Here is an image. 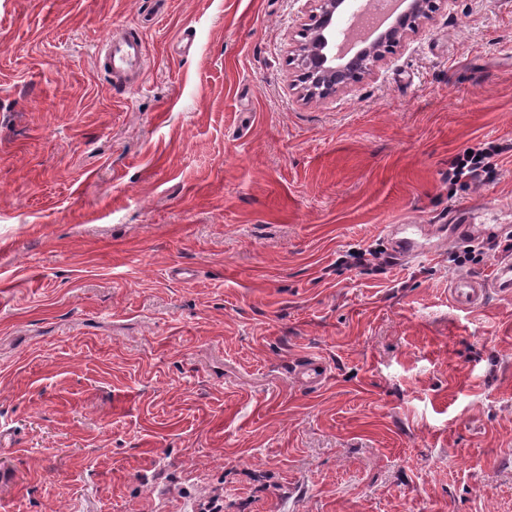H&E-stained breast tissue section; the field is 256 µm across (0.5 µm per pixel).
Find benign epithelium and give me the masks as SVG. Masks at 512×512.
<instances>
[{
  "mask_svg": "<svg viewBox=\"0 0 512 512\" xmlns=\"http://www.w3.org/2000/svg\"><path fill=\"white\" fill-rule=\"evenodd\" d=\"M307 29L311 37L296 46L298 61L308 76L307 95L326 99L344 91L362 78L375 74L385 50L399 44L433 18L436 0H396L403 11L389 28L375 34L359 30L360 11L336 38V29L351 8V0H315Z\"/></svg>",
  "mask_w": 512,
  "mask_h": 512,
  "instance_id": "1",
  "label": "benign epithelium"
}]
</instances>
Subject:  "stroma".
Segmentation results:
<instances>
[{
    "label": "stroma",
    "mask_w": 512,
    "mask_h": 512,
    "mask_svg": "<svg viewBox=\"0 0 512 512\" xmlns=\"http://www.w3.org/2000/svg\"><path fill=\"white\" fill-rule=\"evenodd\" d=\"M311 8L0 0V512H512V299L450 301L494 260L444 230L512 225V155L448 182L512 140V0H444L324 100ZM408 221L425 254L340 263ZM144 57L143 41L138 34L117 38L111 31L103 45V65L115 83L134 72ZM487 145V147H486ZM472 155L467 153L456 159L448 168V182H456L463 178L478 180L483 173L488 174L490 159L512 151V144L490 142L483 147L471 149ZM295 375L307 388L317 389L327 379V367L315 357H307L295 367Z\"/></svg>",
    "instance_id": "obj_1"
}]
</instances>
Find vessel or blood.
Segmentation results:
<instances>
[{"instance_id": "1", "label": "vessel or blood", "mask_w": 512, "mask_h": 512, "mask_svg": "<svg viewBox=\"0 0 512 512\" xmlns=\"http://www.w3.org/2000/svg\"><path fill=\"white\" fill-rule=\"evenodd\" d=\"M144 57L143 41L136 34L119 38L111 35L103 45V65L117 82L134 72ZM418 233V225H397L391 233L393 254L406 256L416 251L419 246ZM448 291L454 304L467 310L481 307L493 293L505 299L511 298L512 254L505 252L497 256L491 277L458 276L450 281ZM295 375L303 385L316 389L326 381L327 367L320 359L307 357L296 366Z\"/></svg>"}]
</instances>
